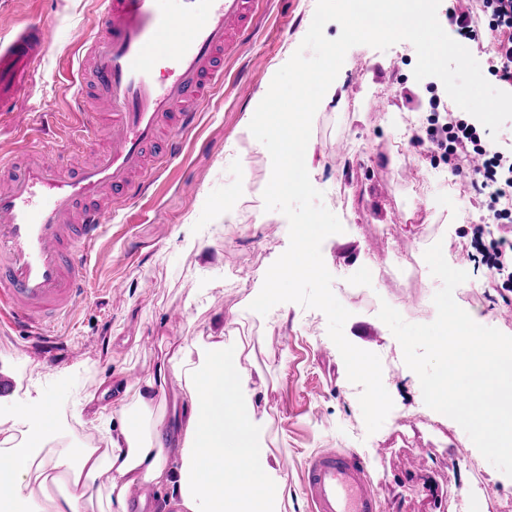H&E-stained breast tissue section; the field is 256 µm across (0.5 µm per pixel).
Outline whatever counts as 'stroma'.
<instances>
[{
	"label": "stroma",
	"instance_id": "1",
	"mask_svg": "<svg viewBox=\"0 0 512 512\" xmlns=\"http://www.w3.org/2000/svg\"><path fill=\"white\" fill-rule=\"evenodd\" d=\"M315 7L316 0H262L253 34L225 59L224 80L200 105L197 125L182 132L181 156L152 166L147 195L113 203L111 222L89 249L87 291L52 330L63 354L18 353L24 331H0V368L17 384L13 397L0 399V420L27 427L26 409L41 402L65 429L76 428L86 395L106 393L117 406L128 375L155 372L159 351L143 349L141 339L206 337L233 319L248 331L242 363L256 390L255 416L288 483L283 512H309L302 470L321 448L355 450L391 512H512V478L490 482L491 464L464 450L461 426L424 409L419 378L378 317L385 302L407 322L435 319L441 282L421 256L439 241L449 264L469 274L456 303L476 311L481 325L512 333V313L501 311V296L484 288L466 258L464 233L484 222V211L443 163L415 147L405 160L388 150L423 133L428 115L417 100L445 92L438 78L415 80L411 43L351 48L310 137V180L344 227L321 246L332 291L351 313L344 334L393 371L385 388L394 407L383 426L367 432L361 389L347 379L324 313L292 302L264 315L249 309L253 287L289 246V224L265 209L266 153L241 130L276 67L301 44ZM104 14L102 0H0V40L28 24L46 31L13 111L0 112V155L29 148L60 164L82 141L109 144L107 107L85 89L82 66ZM227 198L236 203L231 223L217 213ZM407 254L420 259L413 278L401 264ZM233 269L248 275L230 280ZM115 278L124 281L118 293L110 290Z\"/></svg>",
	"mask_w": 512,
	"mask_h": 512
}]
</instances>
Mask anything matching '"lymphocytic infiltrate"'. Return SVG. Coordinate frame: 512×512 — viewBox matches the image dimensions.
Here are the masks:
<instances>
[{
	"label": "lymphocytic infiltrate",
	"instance_id": "f902f5d3",
	"mask_svg": "<svg viewBox=\"0 0 512 512\" xmlns=\"http://www.w3.org/2000/svg\"><path fill=\"white\" fill-rule=\"evenodd\" d=\"M458 39L486 42L487 73L503 90L512 92V0H454L446 15ZM432 113L419 145L447 158L454 170L468 177V187L480 208L496 222L497 236L484 235L483 225L472 227V260L495 287L512 292V148L496 147L489 132L474 117L440 109Z\"/></svg>",
	"mask_w": 512,
	"mask_h": 512
}]
</instances>
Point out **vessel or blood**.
<instances>
[{
	"mask_svg": "<svg viewBox=\"0 0 512 512\" xmlns=\"http://www.w3.org/2000/svg\"><path fill=\"white\" fill-rule=\"evenodd\" d=\"M107 31L86 56L92 91L111 106V146L65 167L23 150L0 163V312L41 337L82 295L89 248L110 217L101 200L140 195L155 157L174 159L196 103L224 80V59L251 35L259 0H105ZM29 27L0 49V109L39 54ZM166 76L157 79V66ZM311 512H388L357 453L322 448L307 462Z\"/></svg>",
	"mask_w": 512,
	"mask_h": 512,
	"instance_id": "obj_1",
	"label": "vessel or blood"
}]
</instances>
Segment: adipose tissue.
Returning a JSON list of instances; mask_svg holds the SVG:
<instances>
[{
  "instance_id": "obj_1",
  "label": "adipose tissue",
  "mask_w": 512,
  "mask_h": 512,
  "mask_svg": "<svg viewBox=\"0 0 512 512\" xmlns=\"http://www.w3.org/2000/svg\"><path fill=\"white\" fill-rule=\"evenodd\" d=\"M172 376L182 383L173 405ZM253 395L223 337L165 347L156 374L120 410L84 398L88 424L112 423L104 446L76 439L53 453L56 420L34 409L25 446L0 451V504L25 512L38 495L43 512H129L127 490L139 484L170 491L183 512H280L287 482L270 463Z\"/></svg>"
}]
</instances>
